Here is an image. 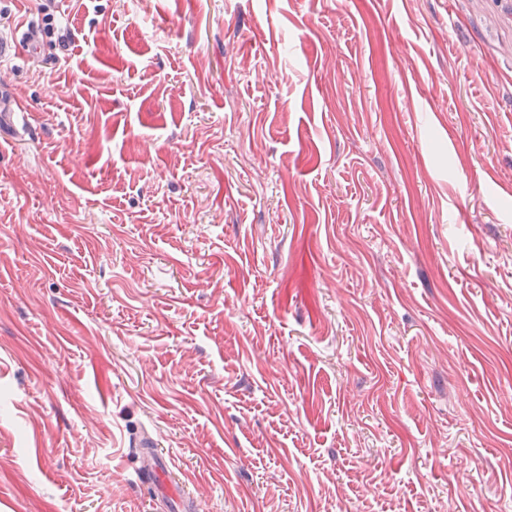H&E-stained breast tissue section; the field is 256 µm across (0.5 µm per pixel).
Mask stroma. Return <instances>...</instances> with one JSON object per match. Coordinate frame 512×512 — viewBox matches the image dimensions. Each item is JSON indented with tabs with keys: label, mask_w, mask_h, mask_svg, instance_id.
Here are the masks:
<instances>
[{
	"label": "stroma",
	"mask_w": 512,
	"mask_h": 512,
	"mask_svg": "<svg viewBox=\"0 0 512 512\" xmlns=\"http://www.w3.org/2000/svg\"><path fill=\"white\" fill-rule=\"evenodd\" d=\"M10 32L0 512H162L145 435L199 512H512V0ZM3 106H7L10 112L3 115ZM28 111L29 109L22 103L18 102L13 96L9 95L6 89L0 88V119L2 117L6 125L12 127L11 120L13 115L21 117L23 122L29 123V119L32 117V114Z\"/></svg>",
	"instance_id": "35a3bbf8"
}]
</instances>
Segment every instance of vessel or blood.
<instances>
[{
	"label": "vessel or blood",
	"instance_id": "vessel-or-blood-1",
	"mask_svg": "<svg viewBox=\"0 0 512 512\" xmlns=\"http://www.w3.org/2000/svg\"><path fill=\"white\" fill-rule=\"evenodd\" d=\"M142 444L143 450L138 456L139 466L136 470L138 482L163 502L168 512H197L195 502L181 495L178 487L173 484L170 459L155 448L152 438H144Z\"/></svg>",
	"mask_w": 512,
	"mask_h": 512
}]
</instances>
